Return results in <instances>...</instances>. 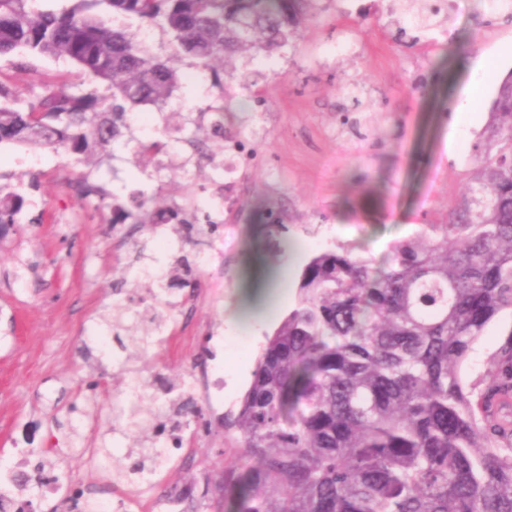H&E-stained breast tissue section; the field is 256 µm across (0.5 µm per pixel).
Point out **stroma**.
Returning a JSON list of instances; mask_svg holds the SVG:
<instances>
[{"instance_id":"35a3bbf8","label":"stroma","mask_w":512,"mask_h":512,"mask_svg":"<svg viewBox=\"0 0 512 512\" xmlns=\"http://www.w3.org/2000/svg\"><path fill=\"white\" fill-rule=\"evenodd\" d=\"M393 0H321L302 37L283 57L236 59L245 85H232L234 111L225 132L251 140L256 154L236 179L234 202L215 233L185 244L177 224H116L111 208L81 200L67 178L79 173L104 184L116 203L130 205L139 190H157L158 204H178L191 224L205 223L220 202L222 175L196 160L193 146L177 153L139 156L116 148L86 167L65 165L49 149L0 147V184L25 198L18 221L0 231V488L19 461L53 449L69 465L65 489L32 499V512H68L69 488L81 487L110 512L127 488L113 482L109 459L95 455L99 439L127 450L131 438L109 431L114 402H125L127 382L118 363L137 368L156 395H179L181 379L204 365L224 379L215 401L198 399L207 430L188 435L184 458L162 472L140 503L152 512L172 488L201 494L233 460L237 442L224 426L239 409L258 356L296 302L301 269L320 253L345 247L384 257L422 225L438 223L475 169L473 144L489 120L497 87L512 71V24L495 20L486 0H456L446 27L416 31L411 15ZM418 35L398 41V29ZM0 58V74L21 88L33 73L69 75L62 59ZM176 100L153 112V129L182 124L184 107L221 111L224 102L209 80L195 81L193 67ZM484 98L471 112L454 115L471 78ZM183 167L181 175L172 170ZM287 224L288 246L260 252L267 212ZM213 245L209 273L197 288L183 286L179 257L196 261ZM164 256L173 322L165 341L148 352L128 347L119 356L97 339L113 300L135 293V273ZM268 271L296 266L272 321L232 326L234 297L250 264ZM512 335L505 311L475 343L462 374L481 381L491 356ZM82 425L69 441L68 422Z\"/></svg>"}]
</instances>
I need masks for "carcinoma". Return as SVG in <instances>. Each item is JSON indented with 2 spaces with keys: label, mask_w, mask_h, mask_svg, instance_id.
Here are the masks:
<instances>
[{
  "label": "carcinoma",
  "mask_w": 512,
  "mask_h": 512,
  "mask_svg": "<svg viewBox=\"0 0 512 512\" xmlns=\"http://www.w3.org/2000/svg\"><path fill=\"white\" fill-rule=\"evenodd\" d=\"M319 0H73L59 12L0 0V56L65 59L81 82L42 85L34 103L0 80V145L62 152L89 165L120 141L137 155L163 144L124 139L129 115L163 110L187 61L222 99L245 75L224 65L294 45ZM146 28L168 35L151 53ZM478 167L438 224L391 246L382 264L339 248L313 257L295 307L268 338L232 422L238 455L215 481L214 512H512V339L491 357L478 397L463 364L488 324L512 311V72L500 83L474 144ZM82 199L105 187L68 179ZM139 193L136 210L112 205V223L168 224L179 207ZM23 197L0 186V224H15ZM288 227L267 225L265 247ZM145 394L122 412L125 435L152 444L201 410L148 422ZM162 468L156 448L128 455L118 477ZM66 480L40 456L10 476L21 496Z\"/></svg>",
  "instance_id": "cac0c4a2"
}]
</instances>
